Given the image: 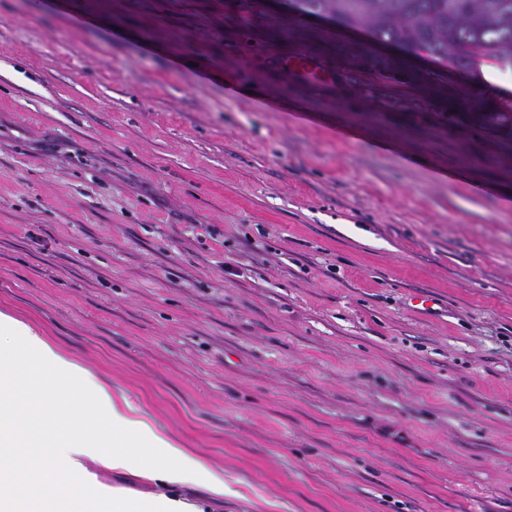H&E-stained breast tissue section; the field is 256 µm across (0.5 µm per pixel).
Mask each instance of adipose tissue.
Returning a JSON list of instances; mask_svg holds the SVG:
<instances>
[{
	"instance_id": "ef3b65f1",
	"label": "adipose tissue",
	"mask_w": 512,
	"mask_h": 512,
	"mask_svg": "<svg viewBox=\"0 0 512 512\" xmlns=\"http://www.w3.org/2000/svg\"><path fill=\"white\" fill-rule=\"evenodd\" d=\"M51 377L52 389L29 394L31 369ZM68 402L73 418L45 434L48 409ZM104 414V434L77 431L83 412ZM0 447L11 464L0 468V512H208L224 499V476L160 434L126 396L111 391L76 359L65 354L43 328L0 313ZM163 452L161 460L151 449ZM120 478L115 487L99 476ZM150 487L131 497L126 484ZM198 493L197 501L185 498Z\"/></svg>"
}]
</instances>
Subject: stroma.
I'll use <instances>...</instances> for the list:
<instances>
[{
	"label": "stroma",
	"instance_id": "35a3bbf8",
	"mask_svg": "<svg viewBox=\"0 0 512 512\" xmlns=\"http://www.w3.org/2000/svg\"><path fill=\"white\" fill-rule=\"evenodd\" d=\"M355 39L0 0V311L223 471L215 512H512V121ZM277 65L287 73L290 72L300 77H316L321 74L318 64L307 56H281Z\"/></svg>",
	"mask_w": 512,
	"mask_h": 512
}]
</instances>
